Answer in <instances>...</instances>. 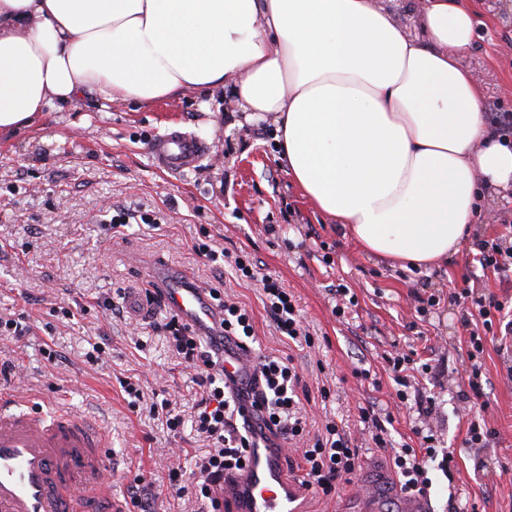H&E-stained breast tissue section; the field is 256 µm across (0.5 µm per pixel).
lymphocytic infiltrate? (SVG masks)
<instances>
[{
  "instance_id": "obj_1",
  "label": "lymphocytic infiltrate",
  "mask_w": 512,
  "mask_h": 512,
  "mask_svg": "<svg viewBox=\"0 0 512 512\" xmlns=\"http://www.w3.org/2000/svg\"><path fill=\"white\" fill-rule=\"evenodd\" d=\"M227 261L240 277L260 282L264 304L281 335L313 346L312 336L301 327L292 295L278 278L258 274L246 255L231 254ZM209 295L222 313V337L233 343L251 337L253 327L247 309L226 299L220 289H210ZM159 329L193 373L199 388L194 427L209 443L208 453L196 459L191 474H184L177 467L169 469L168 488L176 497L189 495L203 502L209 512H224V503L216 496L215 488L224 474L244 469L249 450L255 445V433L268 432L289 444L302 443L309 434L306 417L296 399L299 375L292 362L264 356L259 361L254 384L244 391L225 380L219 344L202 342L175 314L167 317ZM312 437V445L303 446L301 451L306 466L303 486L314 494L328 497L335 493L342 476L353 473L359 450L352 447L343 427L332 419L326 420L320 432ZM434 439V434L424 435V448L420 451L405 445L394 452L393 464L404 494L426 495L430 462L439 461L444 469L453 463V455H438Z\"/></svg>"
}]
</instances>
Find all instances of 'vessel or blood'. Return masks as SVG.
I'll return each mask as SVG.
<instances>
[{
    "mask_svg": "<svg viewBox=\"0 0 512 512\" xmlns=\"http://www.w3.org/2000/svg\"><path fill=\"white\" fill-rule=\"evenodd\" d=\"M149 152L159 169L181 173L195 167L206 144L180 130L152 140ZM169 299L191 326L211 333L215 315L205 291L188 280H171ZM251 354L230 347L224 375L252 374ZM106 434L91 419L59 408L50 413L18 408L0 399V512H124L106 478ZM282 452L256 437L242 473L224 479L221 494L233 512H300L297 487L285 476Z\"/></svg>",
    "mask_w": 512,
    "mask_h": 512,
    "instance_id": "obj_1",
    "label": "vessel or blood"
}]
</instances>
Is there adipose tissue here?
Wrapping results in <instances>:
<instances>
[{"mask_svg": "<svg viewBox=\"0 0 512 512\" xmlns=\"http://www.w3.org/2000/svg\"><path fill=\"white\" fill-rule=\"evenodd\" d=\"M415 15L413 36L378 0H0V131L88 96L227 89L367 254L437 268L481 193L512 191V141L459 63L465 0H416Z\"/></svg>", "mask_w": 512, "mask_h": 512, "instance_id": "obj_1", "label": "adipose tissue"}]
</instances>
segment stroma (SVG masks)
<instances>
[{
  "label": "stroma",
  "mask_w": 512,
  "mask_h": 512,
  "mask_svg": "<svg viewBox=\"0 0 512 512\" xmlns=\"http://www.w3.org/2000/svg\"><path fill=\"white\" fill-rule=\"evenodd\" d=\"M476 38L460 62L473 71L483 103L512 113V0H467ZM231 97L187 91L155 104L87 97L48 109L29 126L0 133V317L21 324V334H0V392L24 407H64L89 416L110 435L106 459L112 496L126 502L135 476L155 495L152 512H186V500L162 496V477L175 465L190 467L205 444L193 424L197 387L162 333L145 294L158 288L155 268L166 266L202 287H216L253 318V355L291 358L302 382L298 396L312 429L333 417L360 448L351 483L329 498L303 493L305 512H348L366 485L379 488V512H401L391 451L372 443L361 408L392 414L396 444L419 447V430L437 432L452 451L445 476L430 466L425 500L431 512H512V335L488 336L480 358L482 395L469 393L467 310L455 294L493 293L512 300V276L482 269V243L512 246V195L487 196L460 251L447 266L402 269L396 261L366 255L337 224L312 207L286 172L266 127L232 125ZM173 128L209 147L196 169H158L150 141ZM160 216L159 224L132 223L105 234L114 207ZM242 251L259 272L275 275L294 295L302 326L314 347L276 332L256 282L238 279L225 262L209 263L192 250ZM348 288L354 306L336 316V290ZM117 298L122 317L100 302ZM103 347L102 362L89 360ZM58 352L48 360L46 349ZM413 361L407 400L396 396L387 357ZM366 369L374 381L357 378ZM146 381L148 394L129 407L121 381ZM329 388L322 398L321 388ZM171 399L184 419L170 433L150 405ZM431 416H422L426 402ZM495 433L484 448L465 445L470 416ZM184 449L181 457L173 449Z\"/></svg>",
  "instance_id": "stroma-1"
}]
</instances>
